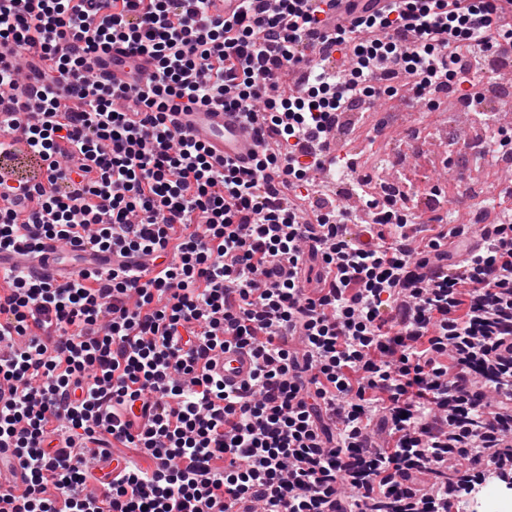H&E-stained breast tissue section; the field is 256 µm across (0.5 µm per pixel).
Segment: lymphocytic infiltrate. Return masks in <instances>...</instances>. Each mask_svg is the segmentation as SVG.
<instances>
[{
  "mask_svg": "<svg viewBox=\"0 0 512 512\" xmlns=\"http://www.w3.org/2000/svg\"><path fill=\"white\" fill-rule=\"evenodd\" d=\"M267 2L0 0V132L49 174L0 150V252L122 247L104 274L1 276L0 458L27 489L1 485L0 512H451L512 490V212L468 236L452 213L302 207L337 113L388 92L379 71L478 98L512 0L355 2L333 25L319 0ZM116 44L153 68L135 96L85 72ZM212 104L255 127L252 166L168 124ZM228 347L256 359L234 391L210 369ZM88 441L133 453L98 492Z\"/></svg>",
  "mask_w": 512,
  "mask_h": 512,
  "instance_id": "1",
  "label": "lymphocytic infiltrate"
}]
</instances>
